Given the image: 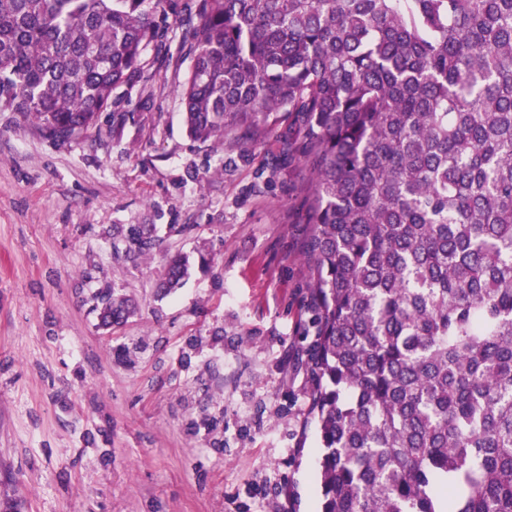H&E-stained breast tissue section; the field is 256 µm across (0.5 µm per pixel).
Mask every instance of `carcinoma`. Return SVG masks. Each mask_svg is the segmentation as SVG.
Listing matches in <instances>:
<instances>
[{
    "mask_svg": "<svg viewBox=\"0 0 512 512\" xmlns=\"http://www.w3.org/2000/svg\"><path fill=\"white\" fill-rule=\"evenodd\" d=\"M168 6L0 0V112L98 126ZM182 22L188 133L281 126L313 175L320 512H512V0H186ZM158 247L112 225L117 259ZM94 299L105 328L131 313Z\"/></svg>",
    "mask_w": 512,
    "mask_h": 512,
    "instance_id": "carcinoma-1",
    "label": "carcinoma"
}]
</instances>
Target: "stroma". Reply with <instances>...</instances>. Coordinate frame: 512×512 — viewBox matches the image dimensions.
Returning <instances> with one entry per match:
<instances>
[{
  "instance_id": "35a3bbf8",
  "label": "stroma",
  "mask_w": 512,
  "mask_h": 512,
  "mask_svg": "<svg viewBox=\"0 0 512 512\" xmlns=\"http://www.w3.org/2000/svg\"><path fill=\"white\" fill-rule=\"evenodd\" d=\"M158 28L100 129L0 112V512H318L310 172L273 131L191 139L184 28ZM116 224L155 225L160 252L113 259ZM101 288L136 307L110 331Z\"/></svg>"
}]
</instances>
